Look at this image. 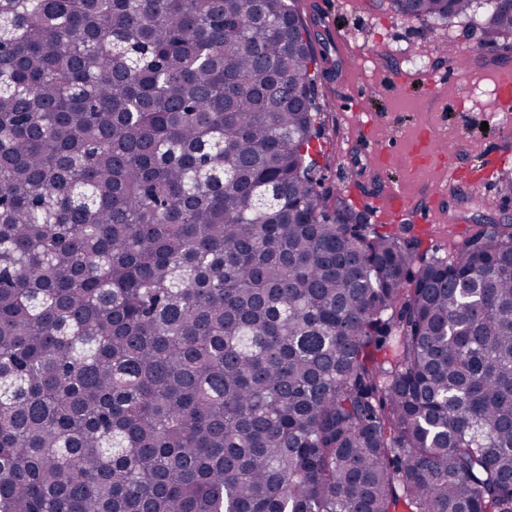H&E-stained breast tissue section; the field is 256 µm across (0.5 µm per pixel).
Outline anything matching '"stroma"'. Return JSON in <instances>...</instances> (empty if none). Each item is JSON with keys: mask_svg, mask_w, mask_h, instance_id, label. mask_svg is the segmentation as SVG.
Masks as SVG:
<instances>
[{"mask_svg": "<svg viewBox=\"0 0 512 512\" xmlns=\"http://www.w3.org/2000/svg\"><path fill=\"white\" fill-rule=\"evenodd\" d=\"M294 8L318 37L313 47L320 75L316 104L321 111V188L328 204L343 189L366 223L382 230L406 227L431 254L445 257L468 234L473 216L502 223L512 199L498 194V177L512 174V132L495 122L497 78L512 71V35L493 47L462 17L438 25L402 20L389 0H294ZM424 53L434 72L470 55L469 98L458 103L451 84H429L412 64ZM435 128L447 149L428 173L413 157L429 150L421 133ZM403 191V209L384 214L380 200ZM427 212L433 224L415 220Z\"/></svg>", "mask_w": 512, "mask_h": 512, "instance_id": "1", "label": "stroma"}]
</instances>
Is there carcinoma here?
I'll return each instance as SVG.
<instances>
[{
  "label": "carcinoma",
  "mask_w": 512,
  "mask_h": 512,
  "mask_svg": "<svg viewBox=\"0 0 512 512\" xmlns=\"http://www.w3.org/2000/svg\"><path fill=\"white\" fill-rule=\"evenodd\" d=\"M314 39L290 0H0V512H512V232L425 261L329 209Z\"/></svg>",
  "instance_id": "cac0c4a2"
}]
</instances>
